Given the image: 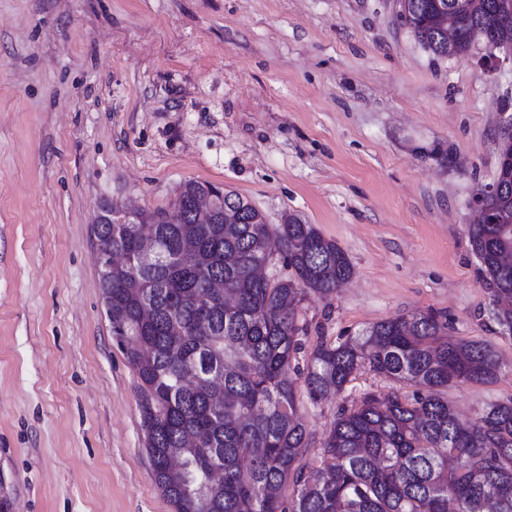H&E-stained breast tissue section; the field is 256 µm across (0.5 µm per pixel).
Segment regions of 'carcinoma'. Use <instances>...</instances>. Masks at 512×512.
<instances>
[{
    "label": "carcinoma",
    "instance_id": "1",
    "mask_svg": "<svg viewBox=\"0 0 512 512\" xmlns=\"http://www.w3.org/2000/svg\"><path fill=\"white\" fill-rule=\"evenodd\" d=\"M448 0H408L411 32L436 57L466 54L491 33L512 43V25L480 0L475 13L439 17ZM456 33L448 47V29ZM498 177L488 213L508 225H470L492 300L512 302V136L499 144ZM213 185L189 181L166 212L137 213L135 224H94L102 299L112 339L139 378L141 427L153 476L174 512H512V400L472 423L459 422L444 397L458 383L489 382L499 370L493 347L452 340L433 312L379 321L338 345L322 342L304 366L292 365L308 325L295 306L309 294L332 295L353 267L336 242L297 216L272 227L237 193H224L238 223L201 211ZM280 241L288 274L263 282L253 271ZM157 258L137 264L141 240ZM221 281L224 287L215 288ZM363 367L415 387L362 394L338 408L321 443L320 465L299 460L308 448L288 371L303 377L310 400L338 396ZM174 450L180 465L160 458ZM291 485L288 501L280 495Z\"/></svg>",
    "mask_w": 512,
    "mask_h": 512
}]
</instances>
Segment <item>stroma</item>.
Instances as JSON below:
<instances>
[{
  "label": "stroma",
  "instance_id": "stroma-1",
  "mask_svg": "<svg viewBox=\"0 0 512 512\" xmlns=\"http://www.w3.org/2000/svg\"><path fill=\"white\" fill-rule=\"evenodd\" d=\"M437 58L396 0H0V501L8 512H174L144 449L138 377L112 341L102 205L169 209L187 181L290 215L353 266L297 309L306 351L431 310L491 342L494 381L447 391L462 424L512 400V332L469 243L512 122V47ZM310 444L340 403L411 385L296 382Z\"/></svg>",
  "mask_w": 512,
  "mask_h": 512
}]
</instances>
